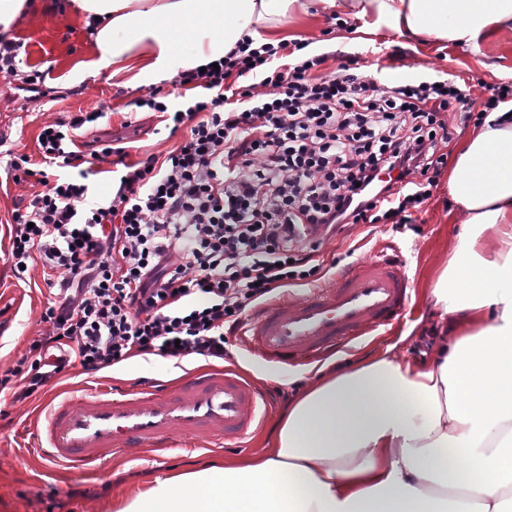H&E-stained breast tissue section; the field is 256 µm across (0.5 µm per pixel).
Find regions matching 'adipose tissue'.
Segmentation results:
<instances>
[{
    "instance_id": "adipose-tissue-1",
    "label": "adipose tissue",
    "mask_w": 512,
    "mask_h": 512,
    "mask_svg": "<svg viewBox=\"0 0 512 512\" xmlns=\"http://www.w3.org/2000/svg\"><path fill=\"white\" fill-rule=\"evenodd\" d=\"M363 31L448 44L512 32V0H321ZM95 59L163 79L274 43L302 0H73ZM456 243L426 297L449 327L429 358L369 354L310 382L274 448L119 493L112 512H512V101L461 139ZM453 449L451 464L441 455Z\"/></svg>"
}]
</instances>
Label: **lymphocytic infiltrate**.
Wrapping results in <instances>:
<instances>
[{
	"label": "lymphocytic infiltrate",
	"instance_id": "lymphocytic-infiltrate-1",
	"mask_svg": "<svg viewBox=\"0 0 512 512\" xmlns=\"http://www.w3.org/2000/svg\"><path fill=\"white\" fill-rule=\"evenodd\" d=\"M304 48L242 42L172 78L186 92L178 104L156 88L136 98L186 132L164 155L84 154L77 138L95 110L43 126L40 162L11 160L14 182L40 190L12 216L8 260L19 277L36 263L54 274L43 332L0 375L14 402L75 365L89 375L136 357L221 361L248 311L315 283L326 243L360 224L413 223L447 162L448 115L470 122L474 99L445 79L376 84L349 55L325 73L329 53ZM113 155L112 195L92 201L86 161ZM53 168L77 174L53 179Z\"/></svg>",
	"mask_w": 512,
	"mask_h": 512
}]
</instances>
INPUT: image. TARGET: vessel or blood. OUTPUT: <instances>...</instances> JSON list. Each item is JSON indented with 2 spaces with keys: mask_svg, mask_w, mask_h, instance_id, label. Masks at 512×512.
Here are the masks:
<instances>
[{
  "mask_svg": "<svg viewBox=\"0 0 512 512\" xmlns=\"http://www.w3.org/2000/svg\"><path fill=\"white\" fill-rule=\"evenodd\" d=\"M411 298L401 263L368 256L333 282L286 293L257 308L241 332L247 350L282 366L309 365L390 325ZM270 395L235 368L184 374L129 392L101 387L51 398L37 421L35 451L63 470L101 474L113 457L245 444L259 430Z\"/></svg>",
  "mask_w": 512,
  "mask_h": 512,
  "instance_id": "1",
  "label": "vessel or blood"
}]
</instances>
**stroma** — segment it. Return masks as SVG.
<instances>
[{
	"label": "stroma",
	"instance_id": "1",
	"mask_svg": "<svg viewBox=\"0 0 512 512\" xmlns=\"http://www.w3.org/2000/svg\"><path fill=\"white\" fill-rule=\"evenodd\" d=\"M11 34L19 44L21 68L42 71L45 86L54 90L52 98L38 103L26 100L25 92H10L0 81V372L28 351L32 337L45 328L41 314L48 297L46 276L34 266L24 278H16L5 252L9 245V222L15 209L31 198L30 185L14 183L8 167L11 156L26 154L38 159L37 136L42 127L77 112L101 110L102 119L90 124L84 141L125 138L133 143L130 160L176 147L180 135L170 134L157 118L147 112H133L130 103L150 89L170 93V81L143 76L135 80L111 77L109 70L98 74H75L80 62L95 53L91 28L75 13L71 0H26L13 24ZM336 50L357 56L363 73H375L377 80L392 78L413 81L428 72L466 82L477 100L488 96L487 85L512 80V33L476 44L448 45L424 42L394 32L365 35L358 40H332ZM403 55L401 68L389 69L391 52ZM457 226L448 214V186L439 184L416 223L395 229L388 224H363L352 235L353 256L335 240L326 244L321 258L324 267L332 263L350 264L352 258L385 255L404 263L412 281L411 301L406 311L386 329L336 352L312 365L282 370L264 365L238 345L233 363L260 386L271 389L272 409L257 437L241 447L199 448L163 456L145 454L138 460L115 459L105 475L65 474L36 457L33 451L32 422L50 394L84 385L96 387L104 381L128 391L139 388L140 378L169 380L180 376L165 359L120 363L111 376L90 377L80 369L69 370L44 392L24 403L11 399L10 391L0 392V512H112L116 489H133L172 472L206 465L223 464L230 456H246L274 444L281 417L290 398L318 371L330 372L356 358L383 351L394 345L397 356L427 359L445 333L446 322L432 316L423 299L427 278L436 276L448 261L455 243Z\"/></svg>",
	"mask_w": 512,
	"mask_h": 512
}]
</instances>
